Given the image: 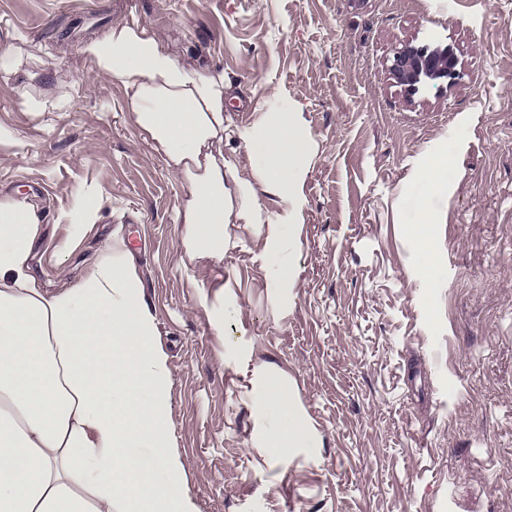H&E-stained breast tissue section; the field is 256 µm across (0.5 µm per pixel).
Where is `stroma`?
<instances>
[{
	"label": "stroma",
	"instance_id": "35a3bbf8",
	"mask_svg": "<svg viewBox=\"0 0 512 512\" xmlns=\"http://www.w3.org/2000/svg\"><path fill=\"white\" fill-rule=\"evenodd\" d=\"M133 20L180 63L223 70L235 124L258 123L274 91L302 112L287 301L265 286L263 225H225L223 256L179 262L188 185L81 52ZM408 43L452 47L455 79L407 93L389 67ZM0 56V198L35 206L46 290L115 237L132 251L197 512H512V0H0ZM441 157L453 170L433 194L423 171ZM87 197L95 223H72ZM426 207L431 289L412 234ZM239 330L319 447H258Z\"/></svg>",
	"mask_w": 512,
	"mask_h": 512
}]
</instances>
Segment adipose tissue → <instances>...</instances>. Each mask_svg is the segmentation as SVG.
Returning <instances> with one entry per match:
<instances>
[{
	"instance_id": "1",
	"label": "adipose tissue",
	"mask_w": 512,
	"mask_h": 512,
	"mask_svg": "<svg viewBox=\"0 0 512 512\" xmlns=\"http://www.w3.org/2000/svg\"><path fill=\"white\" fill-rule=\"evenodd\" d=\"M82 52L128 90L137 127L187 182L177 209L185 257L222 256L225 224L266 225L263 254L278 260L267 286L285 296L312 154L301 113L279 105L260 125L230 128L223 71L179 63L137 24L112 28ZM228 140L259 155L249 174L225 159ZM262 192L281 207L265 212ZM39 232L31 205L0 200V512H196L170 451L167 357L129 249L108 248L81 281L46 292L29 263ZM230 347L251 369L262 447L281 456L317 447L274 366L254 361L244 337ZM136 448L152 450L164 480L133 457Z\"/></svg>"
}]
</instances>
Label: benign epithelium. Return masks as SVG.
Listing matches in <instances>:
<instances>
[{
	"label": "benign epithelium",
	"mask_w": 512,
	"mask_h": 512,
	"mask_svg": "<svg viewBox=\"0 0 512 512\" xmlns=\"http://www.w3.org/2000/svg\"><path fill=\"white\" fill-rule=\"evenodd\" d=\"M457 64V57L446 47L409 44L396 53L390 72L396 83L412 91L426 83L455 78Z\"/></svg>",
	"instance_id": "benign-epithelium-1"
}]
</instances>
